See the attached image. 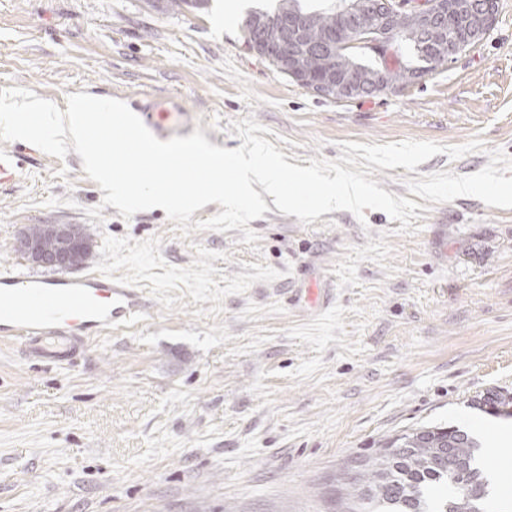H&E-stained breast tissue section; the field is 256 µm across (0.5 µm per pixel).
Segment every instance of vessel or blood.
Listing matches in <instances>:
<instances>
[{"label": "vessel or blood", "instance_id": "b4317fda", "mask_svg": "<svg viewBox=\"0 0 512 512\" xmlns=\"http://www.w3.org/2000/svg\"><path fill=\"white\" fill-rule=\"evenodd\" d=\"M132 108L158 139L188 134L189 115L180 96H145ZM146 307L137 288L106 273L38 278L19 266L0 270V340L48 365L73 362L97 337L126 325Z\"/></svg>", "mask_w": 512, "mask_h": 512}]
</instances>
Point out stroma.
Segmentation results:
<instances>
[{"instance_id":"35a3bbf8","label":"stroma","mask_w":512,"mask_h":512,"mask_svg":"<svg viewBox=\"0 0 512 512\" xmlns=\"http://www.w3.org/2000/svg\"><path fill=\"white\" fill-rule=\"evenodd\" d=\"M0 0V88L66 109L84 92L132 100L181 94L191 127L235 149L254 117L291 164L333 160L341 142L407 139L486 149L374 169L407 180L473 174L512 156V0L495 27L442 70L349 102L322 98L244 44L261 0ZM0 185V266L52 276L16 248L36 224H78L99 270L150 307L75 363L46 365L0 343V512H339L343 479L386 440L422 427L477 438L512 512V416L479 409L512 395V209L470 197L431 204L416 232L378 210L310 224L274 208L242 230L181 237L162 210L103 206L82 159L29 143ZM101 207V217L88 209Z\"/></svg>"}]
</instances>
